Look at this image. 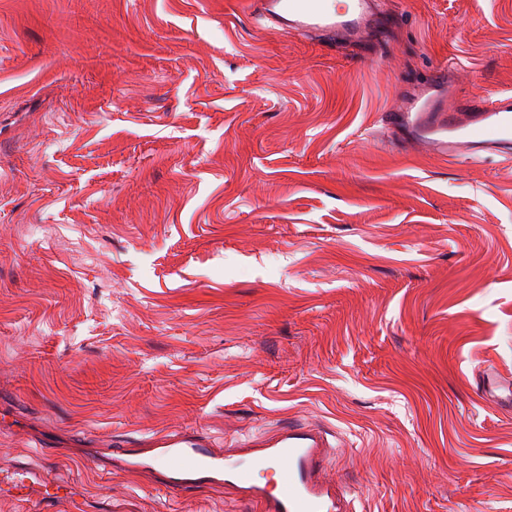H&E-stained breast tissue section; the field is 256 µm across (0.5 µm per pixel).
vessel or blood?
<instances>
[{
    "mask_svg": "<svg viewBox=\"0 0 512 512\" xmlns=\"http://www.w3.org/2000/svg\"><path fill=\"white\" fill-rule=\"evenodd\" d=\"M249 8L262 26L301 35L331 37L350 47L378 42L381 18L377 0H350L337 10L329 0H250ZM454 74L442 67L424 89L410 92L387 113V125L404 141L419 143L445 160L482 159L484 154L512 148V93L492 99L460 98L449 103ZM482 398L512 401V381L486 369L477 376ZM155 456L174 458L167 475L170 489L197 482L237 490L254 512H353L352 500L340 480L330 478L331 441L315 424L291 420L268 436L245 440L228 451L214 448L200 435L168 434L154 439ZM155 456L124 449L126 468L152 467ZM279 468L278 479H250L245 465ZM0 497L25 504L39 500L55 506L71 500V488L51 480L43 470L19 469L0 474Z\"/></svg>",
    "mask_w": 512,
    "mask_h": 512,
    "instance_id": "1",
    "label": "vessel or blood"
}]
</instances>
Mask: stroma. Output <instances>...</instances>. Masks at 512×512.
<instances>
[{
	"instance_id": "obj_1",
	"label": "stroma",
	"mask_w": 512,
	"mask_h": 512,
	"mask_svg": "<svg viewBox=\"0 0 512 512\" xmlns=\"http://www.w3.org/2000/svg\"><path fill=\"white\" fill-rule=\"evenodd\" d=\"M376 56L245 0H0V472L83 512H251L117 442L335 438L354 512H512V157L384 112L512 92V0H380ZM477 385V390L484 399L507 403L512 400L511 379L499 376L494 370L481 371L477 376ZM33 496L45 506H57L71 500L73 492L67 484L52 481L41 469H18L0 474V497L11 498L25 506Z\"/></svg>"
}]
</instances>
